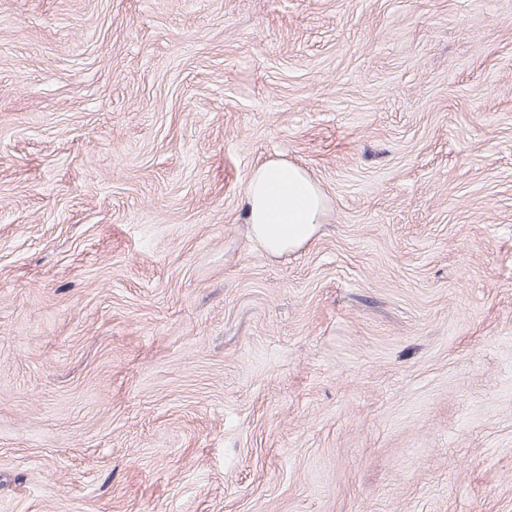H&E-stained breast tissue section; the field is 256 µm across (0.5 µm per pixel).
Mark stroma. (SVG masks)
<instances>
[{
	"label": "stroma",
	"mask_w": 512,
	"mask_h": 512,
	"mask_svg": "<svg viewBox=\"0 0 512 512\" xmlns=\"http://www.w3.org/2000/svg\"><path fill=\"white\" fill-rule=\"evenodd\" d=\"M0 512H512V0H0ZM247 224L254 241L270 256L309 243L325 215V198L299 166L271 162L254 169L246 183Z\"/></svg>",
	"instance_id": "obj_1"
}]
</instances>
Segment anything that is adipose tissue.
<instances>
[{
	"label": "adipose tissue",
	"mask_w": 512,
	"mask_h": 512,
	"mask_svg": "<svg viewBox=\"0 0 512 512\" xmlns=\"http://www.w3.org/2000/svg\"><path fill=\"white\" fill-rule=\"evenodd\" d=\"M250 234L262 250L279 256L309 243L325 215V198L299 166L271 162L254 169L246 183Z\"/></svg>",
	"instance_id": "obj_1"
}]
</instances>
